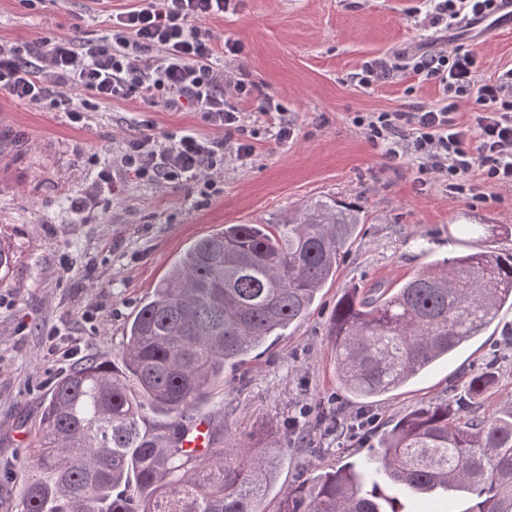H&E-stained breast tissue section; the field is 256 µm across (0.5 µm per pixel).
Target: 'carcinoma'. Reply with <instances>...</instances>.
I'll return each mask as SVG.
<instances>
[{
  "label": "carcinoma",
  "instance_id": "carcinoma-1",
  "mask_svg": "<svg viewBox=\"0 0 512 512\" xmlns=\"http://www.w3.org/2000/svg\"><path fill=\"white\" fill-rule=\"evenodd\" d=\"M365 223L333 197L276 224H228L191 245L128 322L121 365L86 358L52 388L37 445L21 465L15 512H265L284 449L233 441L202 455L146 411L183 417L244 356L305 319ZM512 305V254L476 248L396 288H347L327 336L336 380L371 402L483 335ZM492 368L452 404L402 416L368 462L302 480L276 512H401L366 478L416 494L465 491L466 512H512V397L484 409Z\"/></svg>",
  "mask_w": 512,
  "mask_h": 512
}]
</instances>
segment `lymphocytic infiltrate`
<instances>
[{"mask_svg": "<svg viewBox=\"0 0 512 512\" xmlns=\"http://www.w3.org/2000/svg\"><path fill=\"white\" fill-rule=\"evenodd\" d=\"M234 0H141L109 17L110 33L99 39L65 37L36 43H0V91L19 102L66 113L82 123L91 101H125L139 97L149 106L199 112L213 133L192 129L158 133L142 121L122 141L120 169L95 156L83 162L90 188L72 198L77 215L98 214L103 193L117 178L152 185L182 186L206 197L224 176L227 156L242 160L252 152L241 112L232 106L245 94L241 81L219 65L239 52L232 40H220L203 27L204 19L227 13ZM421 28L446 31L479 23L494 11L496 0H426ZM477 52L464 43L449 48H418L393 60L364 62L352 80L359 88L406 72L438 83L442 97L433 106L355 116L372 148L382 157H411L420 176L462 190L472 176L512 188V67L478 78ZM86 99H79V92ZM469 107L467 122L457 120ZM236 143H228L229 135Z\"/></svg>", "mask_w": 512, "mask_h": 512, "instance_id": "lymphocytic-infiltrate-1", "label": "lymphocytic infiltrate"}]
</instances>
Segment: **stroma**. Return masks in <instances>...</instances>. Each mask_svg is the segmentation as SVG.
Segmentation results:
<instances>
[{"mask_svg": "<svg viewBox=\"0 0 512 512\" xmlns=\"http://www.w3.org/2000/svg\"><path fill=\"white\" fill-rule=\"evenodd\" d=\"M122 0H0V42L108 34L110 8ZM419 0H241L236 12L206 21L239 42L226 66L250 89L241 102L255 151L224 167V189L208 199L183 188L125 182L99 218L69 207L85 192L82 155L120 162L121 138L141 120L158 131L210 128L200 113L142 112L138 99L99 103L71 126L64 113L15 101L0 92V242L15 262L0 281V463L20 465L39 433L43 402L81 357L119 362L126 325L174 261L195 241L228 224H273L288 209L320 197L361 207L366 222L335 280L310 314L270 337L193 408L194 421L216 426V445L264 437L292 415L322 412L309 443L289 442L266 501L298 480L362 461L360 444L341 447L337 424L358 414L336 387L326 329L344 289L394 287L435 260L476 244L512 253V190L482 197L449 194L420 182L410 158L388 161L352 119L358 112L432 105L441 91L411 75L363 90L350 80L360 64L433 39L421 30ZM294 125L293 140L269 138L253 114L263 100ZM55 327L56 343L44 331ZM512 308L503 307L484 336L447 362L390 392L370 412L378 437L412 410L451 399L470 374L491 366L499 384L486 402L512 396Z\"/></svg>", "mask_w": 512, "mask_h": 512, "instance_id": "obj_1", "label": "stroma"}]
</instances>
